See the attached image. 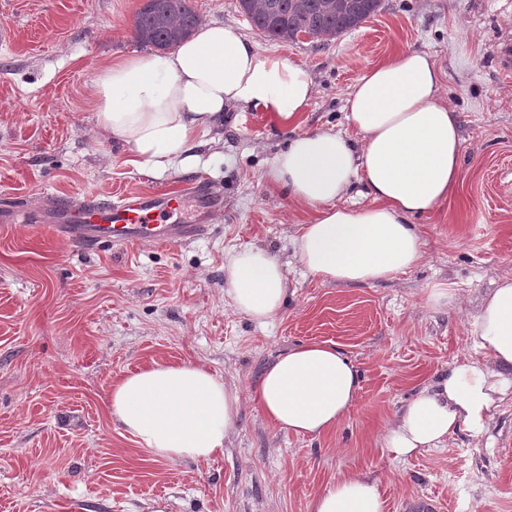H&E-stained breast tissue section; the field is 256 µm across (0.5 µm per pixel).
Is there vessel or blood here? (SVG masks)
<instances>
[{
    "instance_id": "obj_1",
    "label": "vessel or blood",
    "mask_w": 512,
    "mask_h": 512,
    "mask_svg": "<svg viewBox=\"0 0 512 512\" xmlns=\"http://www.w3.org/2000/svg\"><path fill=\"white\" fill-rule=\"evenodd\" d=\"M190 189L197 197L199 213L189 224L172 223L181 201L166 191L129 194L114 200L91 195L77 204L51 198L45 210L53 233L88 251L121 248L143 241L184 244L208 234L211 215L224 202L221 195L202 181L191 182Z\"/></svg>"
}]
</instances>
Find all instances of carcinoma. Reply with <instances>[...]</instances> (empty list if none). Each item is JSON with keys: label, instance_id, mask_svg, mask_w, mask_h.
I'll return each instance as SVG.
<instances>
[{"label": "carcinoma", "instance_id": "cac0c4a2", "mask_svg": "<svg viewBox=\"0 0 512 512\" xmlns=\"http://www.w3.org/2000/svg\"><path fill=\"white\" fill-rule=\"evenodd\" d=\"M252 27L267 40L288 42L307 32L332 40L361 26L382 0H237ZM200 18L191 0H144L133 20L143 47L171 50L188 39Z\"/></svg>", "mask_w": 512, "mask_h": 512}]
</instances>
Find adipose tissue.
<instances>
[{"mask_svg": "<svg viewBox=\"0 0 512 512\" xmlns=\"http://www.w3.org/2000/svg\"><path fill=\"white\" fill-rule=\"evenodd\" d=\"M443 71L429 54L404 51L356 80L345 118L357 135L323 128L287 140L264 177L314 217L292 239L300 264L322 281L372 284L415 267L422 257L413 216L432 211L457 188L464 140L460 120L440 98ZM96 123L157 173L197 162L199 131L224 120L226 106L249 105L293 122L314 87L301 65L260 56L234 28L200 25L173 51L123 57L93 79ZM364 185L369 204L351 202ZM228 295L239 314L263 323L287 295L279 259L259 246L224 260ZM474 357L420 389L388 427L399 457L441 447L466 427L482 436L512 395V277L499 280L472 316ZM360 375L328 342H307L264 370L253 398L282 429L319 435L349 413ZM241 392L205 366L155 362L120 377L110 411L153 458L208 462L224 453L238 426ZM310 512H386L379 483L344 473L310 503Z\"/></svg>", "mask_w": 512, "mask_h": 512, "instance_id": "1", "label": "adipose tissue"}]
</instances>
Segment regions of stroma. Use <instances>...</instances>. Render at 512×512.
Returning <instances> with one entry per match:
<instances>
[{
  "instance_id": "1",
  "label": "stroma",
  "mask_w": 512,
  "mask_h": 512,
  "mask_svg": "<svg viewBox=\"0 0 512 512\" xmlns=\"http://www.w3.org/2000/svg\"><path fill=\"white\" fill-rule=\"evenodd\" d=\"M142 0H0V512H308L345 472L378 479L386 512H512V396L478 438L395 458L386 427L424 385L473 351L467 322L512 274V66L496 43L512 35V0H383L361 27L328 42L261 38L236 0H193L202 22L236 28L261 55L302 64L315 96L297 127L251 106L229 109L201 163L156 174L100 136L92 80L142 51L132 37ZM431 54L441 96L464 138L456 193L412 217L423 258L368 285L309 274L291 239L310 212L263 177L294 133L347 130L354 82L390 57ZM221 189L210 233L183 245L86 251L30 231L45 197ZM258 245L283 264L288 299L261 325L230 305L224 257ZM457 303L434 307L431 288ZM335 343L359 371V397L318 437L281 429L252 391L288 348ZM206 366L242 393L238 430L202 463L157 461L109 411L112 385L152 362Z\"/></svg>"
}]
</instances>
